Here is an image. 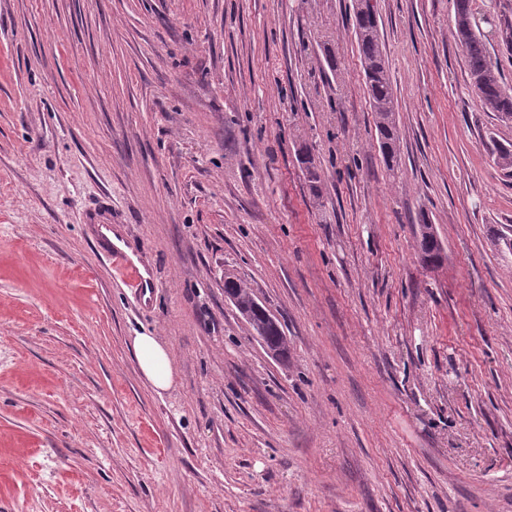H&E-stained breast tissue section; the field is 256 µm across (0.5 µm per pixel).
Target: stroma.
I'll return each mask as SVG.
<instances>
[{
  "instance_id": "stroma-1",
  "label": "stroma",
  "mask_w": 512,
  "mask_h": 512,
  "mask_svg": "<svg viewBox=\"0 0 512 512\" xmlns=\"http://www.w3.org/2000/svg\"><path fill=\"white\" fill-rule=\"evenodd\" d=\"M377 4L392 171L352 0H0V512H512V176L482 145L512 123L453 0ZM473 10L512 83V0ZM106 212L150 300L100 262ZM366 1L367 12L354 5L353 28L363 71V81L372 112H375L380 153L389 170L399 164L397 97L386 62L380 35L379 14L373 0ZM372 2V3H371ZM452 38L465 58L471 85L486 111L494 112L501 122H512V86L503 81L497 59L487 49L471 0H454ZM419 223L416 224V233L420 259L423 262H436L441 257L442 248L435 233L434 224H430L424 213L420 215ZM224 288H230L234 305L254 335L264 337L267 348L279 359L288 357V339L280 323L260 305L248 284L231 273L224 274ZM132 346L141 372L154 389L158 393L169 389L174 382V371L166 348L149 333L135 336Z\"/></svg>"
}]
</instances>
